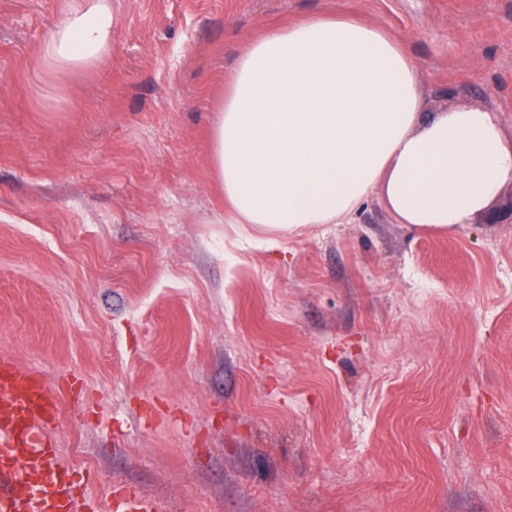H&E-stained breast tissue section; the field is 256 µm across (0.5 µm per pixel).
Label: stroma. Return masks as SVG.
I'll list each match as a JSON object with an SVG mask.
<instances>
[{"label": "stroma", "mask_w": 512, "mask_h": 512, "mask_svg": "<svg viewBox=\"0 0 512 512\" xmlns=\"http://www.w3.org/2000/svg\"><path fill=\"white\" fill-rule=\"evenodd\" d=\"M69 4L0 0V357L59 397L73 512H512V223L424 232L377 192L272 249L210 144L253 39L315 13L512 135V0H112L110 56L59 76Z\"/></svg>", "instance_id": "35a3bbf8"}]
</instances>
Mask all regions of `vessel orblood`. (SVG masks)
I'll list each match as a JSON object with an SVG mask.
<instances>
[{"label": "vessel or blood", "mask_w": 512, "mask_h": 512, "mask_svg": "<svg viewBox=\"0 0 512 512\" xmlns=\"http://www.w3.org/2000/svg\"><path fill=\"white\" fill-rule=\"evenodd\" d=\"M58 417V404L35 374L0 359V512H68L57 486L54 451L37 423Z\"/></svg>", "instance_id": "b4317fda"}]
</instances>
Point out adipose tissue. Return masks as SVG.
Returning <instances> with one entry per match:
<instances>
[{"mask_svg":"<svg viewBox=\"0 0 512 512\" xmlns=\"http://www.w3.org/2000/svg\"><path fill=\"white\" fill-rule=\"evenodd\" d=\"M111 51V0H74L40 54L71 75ZM211 164L238 223L272 247L304 226L343 223L378 191L402 223L452 234L512 184V136L479 106L424 114L403 44L313 14L266 29L240 56Z\"/></svg>","mask_w":512,"mask_h":512,"instance_id":"obj_1","label":"adipose tissue"}]
</instances>
